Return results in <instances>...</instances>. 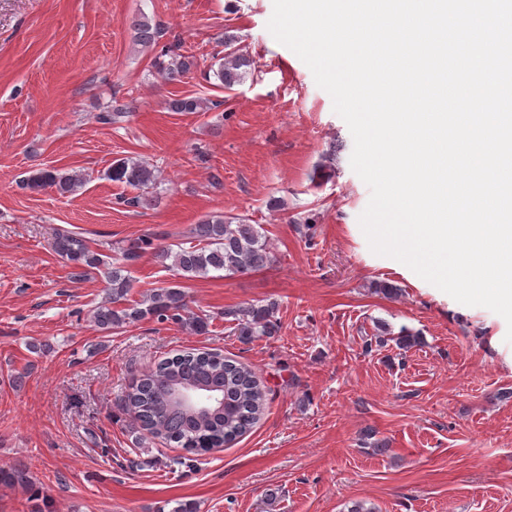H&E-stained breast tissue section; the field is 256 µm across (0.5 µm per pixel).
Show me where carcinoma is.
I'll return each instance as SVG.
<instances>
[{"mask_svg": "<svg viewBox=\"0 0 512 512\" xmlns=\"http://www.w3.org/2000/svg\"><path fill=\"white\" fill-rule=\"evenodd\" d=\"M138 40L144 46L158 42L161 31L148 23H137ZM156 66L168 82H180L195 67L194 56L179 52V47H162ZM249 66V58L238 46L234 35H224L223 62L213 71L220 86L230 90L241 83ZM172 112H207L208 102L196 96H183L169 102ZM108 176L138 191L126 203L143 207L150 205L148 190L155 185V170L145 161L134 158L116 160ZM83 185V177L58 168H42L26 179L32 191L50 189L62 197L74 194ZM189 234L197 244L173 249L154 243L143 235L128 242L123 249L122 262L112 263L107 272L108 297L93 311V319L103 330L120 329L147 319L173 321L195 334L208 330L207 318L189 309L182 288L160 286L149 290L139 301L128 299L132 279L125 263L137 260L151 251L161 262L171 261V267L185 278H204L212 272L230 277L267 266L270 251L261 227L247 223L233 214L208 215L193 225ZM53 251L63 258L71 271L70 279L81 281L104 265L101 254L93 250L78 234L59 230L52 240ZM276 303L252 305L230 312L237 321L242 340L271 336L278 330L274 319ZM178 381L191 382L223 393L224 408L209 414L185 410L172 402L171 391ZM265 393L254 373L245 366L218 353L183 351L165 358L149 372L141 375L125 396V408L140 440L161 439L174 443L189 453L197 454L220 448L250 431L265 408ZM0 487L20 488L39 499V492L30 471L22 464L0 469Z\"/></svg>", "mask_w": 512, "mask_h": 512, "instance_id": "carcinoma-1", "label": "carcinoma"}]
</instances>
